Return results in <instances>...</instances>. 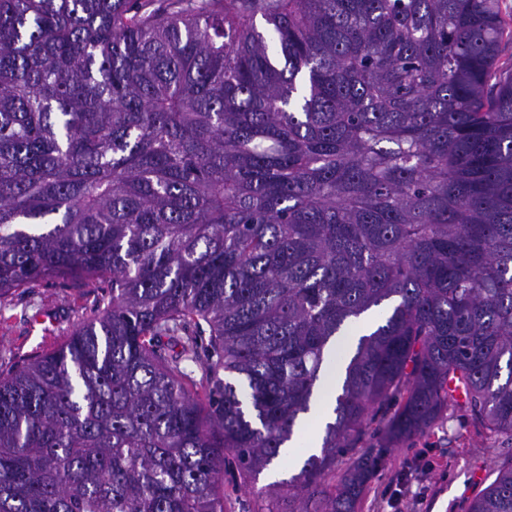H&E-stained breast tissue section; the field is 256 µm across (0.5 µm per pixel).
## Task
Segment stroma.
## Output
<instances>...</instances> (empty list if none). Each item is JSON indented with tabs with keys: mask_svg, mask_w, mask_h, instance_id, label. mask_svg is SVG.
I'll list each match as a JSON object with an SVG mask.
<instances>
[{
	"mask_svg": "<svg viewBox=\"0 0 512 512\" xmlns=\"http://www.w3.org/2000/svg\"><path fill=\"white\" fill-rule=\"evenodd\" d=\"M110 293L107 282L83 288L62 279L16 292L0 306V373L9 374L63 343ZM510 458L512 439L490 435L464 408H449L427 434L387 450L355 512H393L388 498L402 480L409 493L400 512H467L494 479L497 465ZM265 486L260 478L242 482L234 466H225L228 512H261Z\"/></svg>",
	"mask_w": 512,
	"mask_h": 512,
	"instance_id": "1",
	"label": "stroma"
}]
</instances>
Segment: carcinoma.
I'll use <instances>...</instances> for the list:
<instances>
[{"label": "carcinoma", "instance_id": "cac0c4a2", "mask_svg": "<svg viewBox=\"0 0 512 512\" xmlns=\"http://www.w3.org/2000/svg\"><path fill=\"white\" fill-rule=\"evenodd\" d=\"M497 2L0 0V305L112 283L0 375V512H225L228 456L267 469L334 363L266 512H355L450 407L512 437ZM468 512H512V459ZM337 377L335 366L330 367L325 377L321 379L319 393L310 411L299 423L296 435L288 443V448L282 449V458L288 466L297 464L305 453L317 447L318 433L324 427L335 404ZM310 429H313L312 434L308 433Z\"/></svg>", "mask_w": 512, "mask_h": 512}]
</instances>
